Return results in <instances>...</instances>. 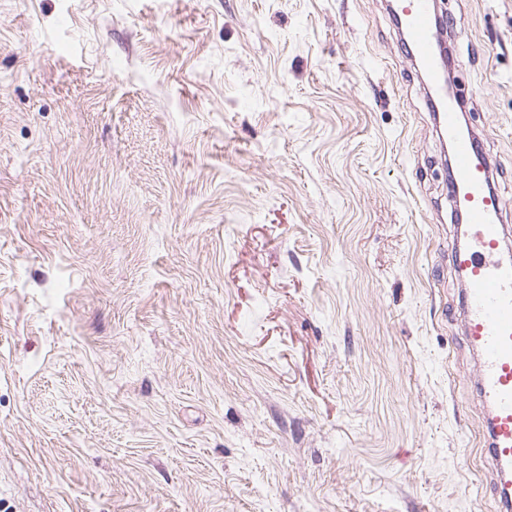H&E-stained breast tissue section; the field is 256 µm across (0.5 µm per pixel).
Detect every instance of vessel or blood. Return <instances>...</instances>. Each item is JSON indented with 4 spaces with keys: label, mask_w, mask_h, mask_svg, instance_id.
<instances>
[{
    "label": "vessel or blood",
    "mask_w": 512,
    "mask_h": 512,
    "mask_svg": "<svg viewBox=\"0 0 512 512\" xmlns=\"http://www.w3.org/2000/svg\"><path fill=\"white\" fill-rule=\"evenodd\" d=\"M403 43L411 62L434 89L431 108L443 138L452 146L448 201L464 214L450 253L463 282L461 313L465 338L478 357L475 378L484 409L481 443L493 476V493L512 512V263L501 258L505 202L489 185L491 158L459 129L462 103L439 87L434 0H398Z\"/></svg>",
    "instance_id": "obj_1"
}]
</instances>
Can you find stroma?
<instances>
[{
    "instance_id": "1",
    "label": "stroma",
    "mask_w": 512,
    "mask_h": 512,
    "mask_svg": "<svg viewBox=\"0 0 512 512\" xmlns=\"http://www.w3.org/2000/svg\"><path fill=\"white\" fill-rule=\"evenodd\" d=\"M388 2L0 0V512H496ZM439 8L512 226V0Z\"/></svg>"
}]
</instances>
